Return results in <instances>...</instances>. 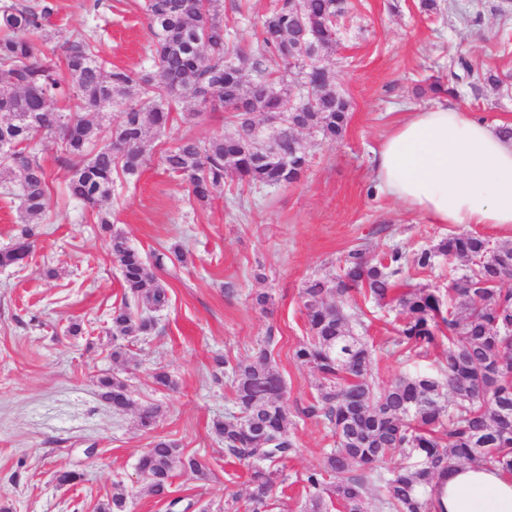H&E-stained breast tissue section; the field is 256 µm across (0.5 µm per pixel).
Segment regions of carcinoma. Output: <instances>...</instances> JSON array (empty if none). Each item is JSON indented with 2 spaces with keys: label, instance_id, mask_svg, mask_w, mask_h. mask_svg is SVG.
Segmentation results:
<instances>
[{
  "label": "carcinoma",
  "instance_id": "1",
  "mask_svg": "<svg viewBox=\"0 0 512 512\" xmlns=\"http://www.w3.org/2000/svg\"><path fill=\"white\" fill-rule=\"evenodd\" d=\"M153 35L147 67L106 68L95 37L79 32L54 58L38 57L35 37L51 24L53 8L14 3L0 11V176L4 193L18 200L23 224H41L50 209L49 176L31 149L51 139L57 161L68 168L69 198L95 215L108 234V248L125 288L112 310V339L151 336L154 313L168 304L156 274L183 265L187 252L175 244L146 258L124 234L112 230L115 180L134 178L149 161L146 142L161 136L177 106L197 91L220 107L231 126L206 140L187 137L162 156L165 170L192 188V203L204 208L229 174L248 184L283 186L299 180L309 154L298 135L308 130L333 141L349 121L350 103L323 62L336 46L337 26L347 0H275L245 52L230 40L223 0H144ZM470 70L460 57L447 75L429 78L428 89L454 91L455 68ZM79 100L84 111L67 102ZM106 104L122 106L121 120L95 122L87 113ZM282 113L270 130L257 115ZM26 231L0 250V267H22L31 255ZM465 260L468 269L451 280L448 300L430 288L406 285L394 293L407 269H425L437 255ZM512 243L496 247L479 236H450L433 249L407 255L392 250L371 263L351 250L336 283L313 279L301 291L306 341L295 359L319 375L317 395L304 407L321 418L335 448L303 478V512H437L439 478L459 462L512 473ZM397 311L394 345L408 354L441 350L435 370L400 376L383 387L372 375L373 352L356 326L350 293ZM237 414L212 422L225 451L251 468L249 502L263 512L271 500L277 465L297 452L295 422L283 404L285 382L266 351L254 360L224 362ZM103 398L124 411L128 384L115 374L98 379ZM401 461L381 476V464ZM138 472L148 495L169 492L175 472L207 477L205 465L184 455L176 442L158 438L139 456ZM382 481L378 495L370 487ZM127 495L113 492L98 512H125Z\"/></svg>",
  "mask_w": 512,
  "mask_h": 512
}]
</instances>
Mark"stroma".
<instances>
[{
    "mask_svg": "<svg viewBox=\"0 0 512 512\" xmlns=\"http://www.w3.org/2000/svg\"><path fill=\"white\" fill-rule=\"evenodd\" d=\"M142 0H54L47 40L59 52L73 34L99 31V48L112 65L147 66L151 40ZM272 0H224V18L242 48ZM339 42L326 56L350 102V121L333 142L305 133L310 164L297 183L255 188L227 177L212 204L192 206L189 186L163 170L161 156L181 137L205 139L225 128L223 115L201 110L193 123L175 121L150 140L152 162L134 178L117 180L108 205L113 228L141 252L182 245L185 266L161 272L168 306L157 312L159 331L123 342L127 359H112L114 306L125 290L98 225L66 193L67 173L46 140L33 147L49 173L52 207L33 225L25 268H0V512H97L114 484L127 494L126 512H245L249 470L227 455L213 419L233 412L224 362L257 358L267 332L278 342L272 361L285 384V404L297 417L298 446L282 467L270 512H301L303 476L334 443L326 423L302 418L298 408L316 396L318 376L294 358L306 336L300 291L305 282L335 280L347 253L365 249L376 261L392 249L413 254L451 235H478L491 244L512 239V229L491 224H432L406 211L376 186L373 158L393 126L435 105L415 88L444 75L464 56L475 70L447 100L468 116L512 123V0H437L433 13L420 0H350ZM498 76V86L479 81ZM267 294L258 306V294ZM364 336L373 351V378L382 386L400 375L429 371L434 355H400L393 345L394 313L363 296ZM82 332H68L71 323ZM164 368L176 383L167 389L152 374ZM126 380L132 405L114 411L96 386L99 376ZM155 407L153 429L139 413ZM176 441L202 461L207 480L179 473L169 500L144 491L136 460L155 438ZM83 475L75 485L59 472Z\"/></svg>",
    "mask_w": 512,
    "mask_h": 512,
    "instance_id": "1",
    "label": "stroma"
}]
</instances>
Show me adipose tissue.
<instances>
[{
    "instance_id": "adipose-tissue-1",
    "label": "adipose tissue",
    "mask_w": 512,
    "mask_h": 512,
    "mask_svg": "<svg viewBox=\"0 0 512 512\" xmlns=\"http://www.w3.org/2000/svg\"><path fill=\"white\" fill-rule=\"evenodd\" d=\"M378 188L437 224L512 227V139L447 103L413 113L384 140ZM444 512H512V476L459 465L441 481Z\"/></svg>"
}]
</instances>
